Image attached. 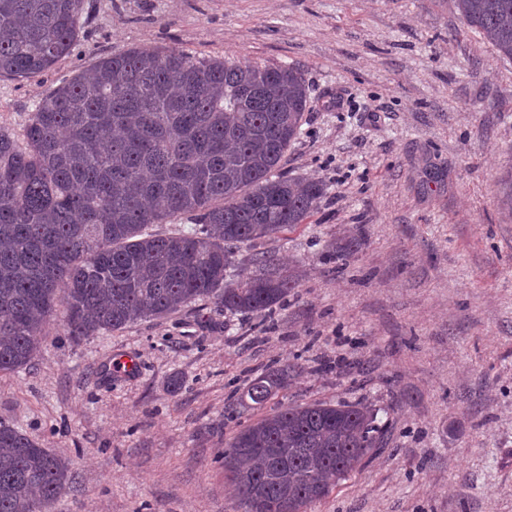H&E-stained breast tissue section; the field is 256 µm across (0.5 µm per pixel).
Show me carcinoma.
<instances>
[{
	"mask_svg": "<svg viewBox=\"0 0 512 512\" xmlns=\"http://www.w3.org/2000/svg\"><path fill=\"white\" fill-rule=\"evenodd\" d=\"M464 24L512 59V0H456ZM83 0H0V76L27 79L69 55ZM308 97L294 66L176 48L98 58L40 99L23 140L0 127V375L28 366L63 310L72 339L199 302L265 317L297 287L274 256L235 250L304 221L326 186L279 173ZM182 215L188 229L146 232ZM268 369L242 393L282 389ZM360 403L290 404L224 449L244 512H307L383 445ZM69 462L0 421V512H50Z\"/></svg>",
	"mask_w": 512,
	"mask_h": 512,
	"instance_id": "1",
	"label": "carcinoma"
}]
</instances>
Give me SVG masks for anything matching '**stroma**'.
Masks as SVG:
<instances>
[{"label":"stroma","instance_id":"1","mask_svg":"<svg viewBox=\"0 0 512 512\" xmlns=\"http://www.w3.org/2000/svg\"><path fill=\"white\" fill-rule=\"evenodd\" d=\"M84 12L69 56L0 78L1 127L22 135L43 93L129 48L290 64L310 109L281 171L327 190L306 223L235 256L272 254L298 279L271 318L191 306L78 341L57 319L32 362L0 377V419L71 463L55 512H244L220 453L261 415L243 389L284 365L275 402L367 403L392 426L308 512H512V59L455 0Z\"/></svg>","mask_w":512,"mask_h":512}]
</instances>
